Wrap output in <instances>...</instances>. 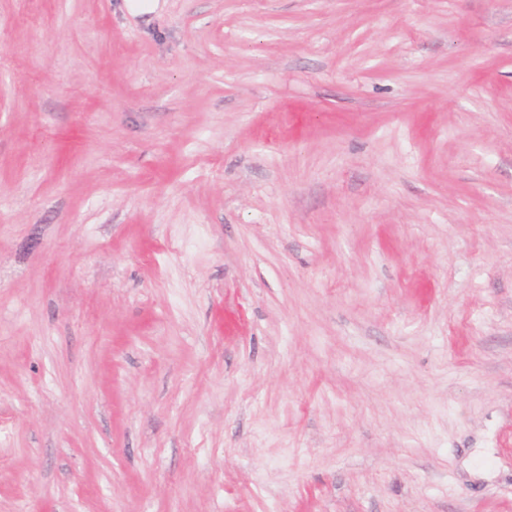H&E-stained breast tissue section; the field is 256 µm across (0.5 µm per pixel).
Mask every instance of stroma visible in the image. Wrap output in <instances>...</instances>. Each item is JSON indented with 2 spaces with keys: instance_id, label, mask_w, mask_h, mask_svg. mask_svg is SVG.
Returning a JSON list of instances; mask_svg holds the SVG:
<instances>
[{
  "instance_id": "obj_1",
  "label": "stroma",
  "mask_w": 512,
  "mask_h": 512,
  "mask_svg": "<svg viewBox=\"0 0 512 512\" xmlns=\"http://www.w3.org/2000/svg\"><path fill=\"white\" fill-rule=\"evenodd\" d=\"M0 512H512V0H0Z\"/></svg>"
}]
</instances>
